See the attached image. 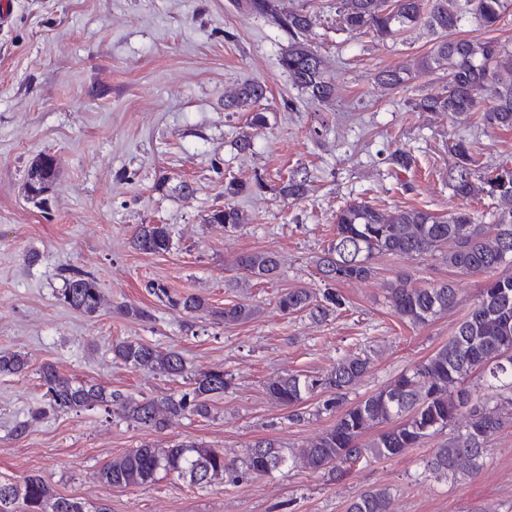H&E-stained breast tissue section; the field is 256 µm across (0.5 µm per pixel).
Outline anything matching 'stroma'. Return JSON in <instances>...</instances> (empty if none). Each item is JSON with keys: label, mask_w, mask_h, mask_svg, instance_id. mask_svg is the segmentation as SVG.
<instances>
[{"label": "stroma", "mask_w": 512, "mask_h": 512, "mask_svg": "<svg viewBox=\"0 0 512 512\" xmlns=\"http://www.w3.org/2000/svg\"><path fill=\"white\" fill-rule=\"evenodd\" d=\"M309 1L311 44L336 82L329 105L307 102L292 85L280 64L287 35L266 18L240 13L234 0H9L10 18L0 25V349L21 353L28 369L0 376L1 482L35 473L53 496L99 512H346L371 489L389 492L393 512H512V425L488 438L484 467L473 478H437L424 469L455 433L452 425L401 456L344 474L287 466L203 487L167 476L128 489L95 478L103 464L144 443L193 440L231 459L259 440L302 447L336 421L324 406L328 393L292 411L269 398L268 383L321 377L360 354L370 367L343 396L341 407H350L445 344L485 283V275L459 273L436 254H379L371 279L336 285L344 301L338 312L324 319L280 312L278 299L289 289L321 298L316 261L345 202L434 213L464 207L448 185V147L458 138L472 142L481 170L512 167V129L409 107L415 91L441 89L442 72L419 75L408 88H375L378 70L429 51L426 35L388 45L339 35L331 28L334 0ZM247 78L267 88L259 128L251 113L224 108L226 92ZM246 132L252 147L242 151L237 141ZM397 149L410 151L416 167L393 172L386 157ZM41 153L55 157L58 178L36 203L25 181ZM297 167L310 181L292 203L278 187ZM231 180L247 190L228 201ZM185 184L190 193H181ZM227 202L244 212L245 223L232 230L207 223ZM141 224L169 225L170 251L135 250L131 236ZM257 251L278 257L274 279L248 282L235 266L237 256ZM75 270L97 279L94 315L60 298ZM401 273L419 286L453 281L455 308L424 326L404 323L387 301ZM153 281L217 309L244 303L256 314L231 325L190 318L151 294ZM126 304L144 308L149 319L124 316ZM123 339L178 351L189 374L224 370L232 386L215 397L209 418L176 417L161 429L101 408L31 420L47 363L123 394L187 390L186 378L113 360L112 345ZM25 420L27 433L16 436Z\"/></svg>", "instance_id": "stroma-1"}]
</instances>
